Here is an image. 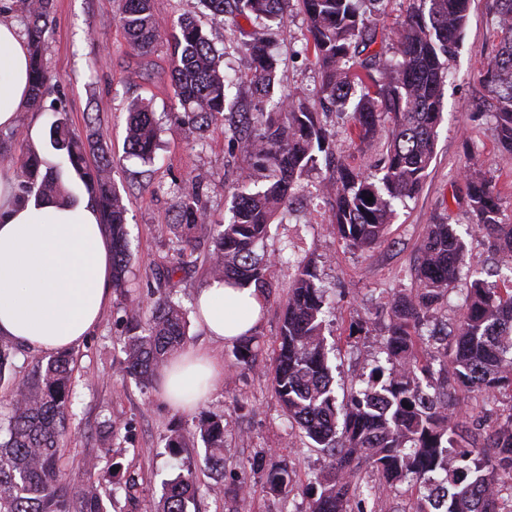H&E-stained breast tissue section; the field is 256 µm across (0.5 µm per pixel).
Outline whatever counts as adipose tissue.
<instances>
[{"label":"adipose tissue","instance_id":"1","mask_svg":"<svg viewBox=\"0 0 512 512\" xmlns=\"http://www.w3.org/2000/svg\"><path fill=\"white\" fill-rule=\"evenodd\" d=\"M28 102L27 36L17 22H1L0 129L24 127L36 142L38 119L21 120ZM111 282L112 243L96 207L22 200L12 176L0 171V337L43 353L71 349L99 323ZM262 304L254 289L215 281L195 300L202 328L228 343L257 327ZM223 375L220 360L191 348L173 357L162 395L192 411Z\"/></svg>","mask_w":512,"mask_h":512}]
</instances>
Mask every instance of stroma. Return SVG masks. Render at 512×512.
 Instances as JSON below:
<instances>
[{
	"instance_id": "stroma-1",
	"label": "stroma",
	"mask_w": 512,
	"mask_h": 512,
	"mask_svg": "<svg viewBox=\"0 0 512 512\" xmlns=\"http://www.w3.org/2000/svg\"><path fill=\"white\" fill-rule=\"evenodd\" d=\"M162 23L160 37L143 69L119 21L120 0H54V22L46 38L43 58L51 77L39 113L51 123L63 113L72 131L88 132L87 116L98 117L97 128L112 153V178L128 209L131 273L127 296L111 293L99 325L74 348L75 396L72 426L64 440L62 468L77 482L96 461L95 476L103 493L116 483H137L135 501L115 493L116 512H152L165 480L193 470L200 491L189 512H308V483L324 467L321 453L292 430L271 386L270 370L279 345L282 317L280 298L293 271L280 264L273 269L276 296L265 306L254 332L256 357L251 365L236 363L231 344L211 339L190 324L186 345L211 352L224 363V377L197 410L183 413L170 408L158 385L140 386L123 371L121 341L129 310L148 319L156 297L157 274L173 266L175 237L170 227L175 184L201 178L208 221L230 217L232 195L242 177L251 189L264 186L261 172L224 134L223 121L204 133L182 123V109L169 73L172 66L170 34L184 16L194 17L214 48L222 53V67L234 77L229 97L238 108L255 110L248 59L238 47L242 32L252 31L245 19L225 22L213 17L202 0H153ZM284 26L274 27L270 49L279 60L281 84L308 97L320 88V72L306 53L307 21L296 0L285 7ZM497 43L489 0H473L463 40L450 63L444 88V117L437 129L436 154L422 190L414 198L395 203V217L385 239L360 251L337 238L329 222V206L315 195L326 168L310 171L302 181L288 220L273 224L275 239L293 240L300 254L319 265L322 285L334 304L326 337L336 351L331 357L336 395L344 397L357 385L382 348L389 317L386 304L394 290L410 287L418 262V247L427 224L440 216L463 235L465 270H493L497 258L485 238L470 227L461 198V174L466 164L481 165L505 200L512 220V157L496 152L490 119L473 123L469 112L486 94L480 75ZM151 102L159 125V148L154 163L124 152L126 115L136 100ZM327 124L335 134L336 151L351 165L369 168L377 149L351 144L346 130L348 113L330 111ZM209 260L198 251L190 266L176 272V292L185 308H193L198 292L210 280ZM47 355L23 349L15 365L0 376V405L9 404L18 386L32 380ZM224 416L229 432L224 443V492L209 487L214 476L204 462L205 449L195 433L202 414ZM181 435L185 445L173 450L167 441ZM293 470L292 492H271L264 473L272 465Z\"/></svg>"
}]
</instances>
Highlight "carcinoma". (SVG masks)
<instances>
[{"instance_id": "1", "label": "carcinoma", "mask_w": 512, "mask_h": 512, "mask_svg": "<svg viewBox=\"0 0 512 512\" xmlns=\"http://www.w3.org/2000/svg\"><path fill=\"white\" fill-rule=\"evenodd\" d=\"M32 58L31 104L43 99L50 76L43 62L46 35L53 22V0H21ZM216 16L246 17L258 23H283L285 0H203ZM307 19L306 45L322 75L320 97L277 92L279 61L270 54L264 29L246 34L243 47L252 61L249 81L261 99L278 96L273 112H240L229 128L230 140L254 166L266 172L256 191L236 189L232 217L206 223L201 182L174 189V223L183 244L172 274L190 263L192 239L210 244L212 279L253 288L268 301L273 294L269 269L292 251L295 275L283 301L280 342L273 361L272 385L288 422L311 447L320 448L328 466L309 483V512H364L362 502L404 482L420 492L414 512H512V404L488 432L482 420L462 412L472 392L512 395V224L505 222L504 200L492 180L476 166L465 168L460 189L474 226L504 269L489 282L472 271L460 292L461 316L450 332L431 326L448 304V289L460 278L466 244L443 219L427 225L419 246L413 286L390 301V323L381 353L362 387L337 404L328 365L327 316L330 306L320 285L317 262L281 242L264 250L271 226L290 211L302 177L330 164L323 185L336 236L346 245L368 249L384 240L393 202L422 189L435 154L436 129L443 112V87L449 63L468 23L471 0H412L405 17L391 28L378 27L361 11V0H297ZM500 39L489 57L482 83L488 99L476 105L472 120L490 117L499 152L512 155V0H492ZM121 26L143 62L154 52L160 23L151 0H122ZM381 49L375 50V44ZM171 78L184 123L198 131L224 116L230 82L220 57L192 17L178 20L171 34ZM353 104L349 138L381 147L372 170L336 158L333 135L320 118L324 109ZM157 128L149 105L132 104L126 118V150L150 161ZM52 149L62 152L63 167L41 171L33 149L21 158L20 198L37 202L64 196L63 173L72 171L94 196L112 240V287L127 293L130 241L127 207L111 177L112 157L95 131L86 139L72 135L58 114L49 133ZM373 201H367L368 197ZM150 318H127L123 369L149 385L186 341L188 310L167 289ZM253 337L236 339L234 355L248 366L255 357ZM16 345L0 338V375L13 365ZM73 358L51 357L36 380L19 388L5 421L8 439L0 442V512H106L94 473L67 488L61 483V447L70 428ZM224 417L208 415L198 434L209 450L206 463L224 471ZM493 454L485 455V449ZM266 484L274 493L291 492L293 472L272 466ZM198 491L192 471L166 482L155 512H188Z\"/></svg>"}]
</instances>
